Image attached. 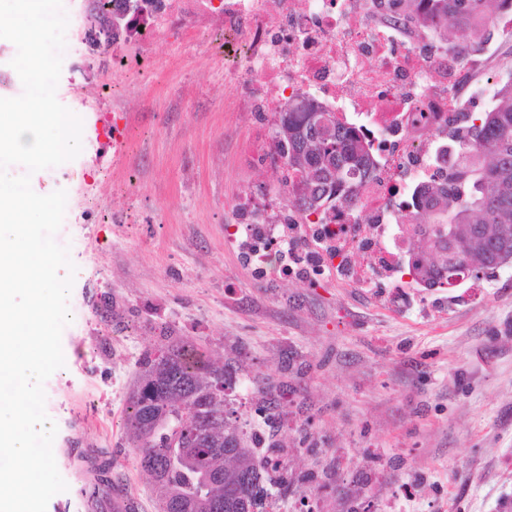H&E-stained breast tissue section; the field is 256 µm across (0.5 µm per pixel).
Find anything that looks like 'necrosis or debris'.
<instances>
[{
	"label": "necrosis or debris",
	"mask_w": 512,
	"mask_h": 512,
	"mask_svg": "<svg viewBox=\"0 0 512 512\" xmlns=\"http://www.w3.org/2000/svg\"><path fill=\"white\" fill-rule=\"evenodd\" d=\"M224 38L237 50L243 83L237 104L276 121L297 99L357 116L379 144V162L352 199L306 214L293 204L296 182L268 196L245 191L226 226L233 247H257L259 279L304 276L316 284L337 273L365 286L402 271L399 240L414 224L406 202L440 166L439 145L484 61L432 46L421 9L389 0H219Z\"/></svg>",
	"instance_id": "1"
}]
</instances>
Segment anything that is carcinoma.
<instances>
[{"mask_svg": "<svg viewBox=\"0 0 512 512\" xmlns=\"http://www.w3.org/2000/svg\"><path fill=\"white\" fill-rule=\"evenodd\" d=\"M492 1L499 12L512 11V0H392L401 6L424 3L432 32L446 37L454 30L458 41L452 48L460 55L486 42ZM93 2L91 16L99 27L95 43L106 54L112 43L103 28L114 0ZM494 98L493 108L465 112L448 130V172L416 189L418 242L424 248L414 254L412 267L426 288L456 286L448 268L459 264L460 250L459 279L478 280L481 271L493 269L487 253L465 250L467 225H481L489 250L512 232V81L495 89ZM324 118L333 125L329 138ZM274 133L279 156L303 185L297 205L308 214L334 206L337 192L357 186L373 167L372 143L359 135L356 123L312 101L289 105ZM234 380L232 370L214 367L191 343L142 355L126 426L140 467L154 480L157 512H211L213 499L230 496L262 509L271 489L288 490L284 458L258 453L275 444L258 434L245 436L230 419L224 391ZM91 455L99 483L114 488L106 452Z\"/></svg>", "mask_w": 512, "mask_h": 512, "instance_id": "1", "label": "carcinoma"}]
</instances>
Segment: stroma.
Returning <instances> with one entry per match:
<instances>
[{
    "label": "stroma",
    "instance_id": "1",
    "mask_svg": "<svg viewBox=\"0 0 512 512\" xmlns=\"http://www.w3.org/2000/svg\"><path fill=\"white\" fill-rule=\"evenodd\" d=\"M90 9L71 0L56 89L83 122L82 151L31 177L38 194L66 191L55 239L77 268L69 362L44 384L54 448L106 451L135 512H157L128 397L140 355L182 339L236 368L245 430L265 427L254 400L267 383L287 406L275 439L293 484L276 512H512V264L474 289L256 280L224 227L272 177L246 149L263 119L224 81L218 6L191 17L172 0L156 40L118 45L143 56L137 68L94 52ZM484 50L478 111L512 79V33ZM115 122L116 162L98 132Z\"/></svg>",
    "mask_w": 512,
    "mask_h": 512
}]
</instances>
